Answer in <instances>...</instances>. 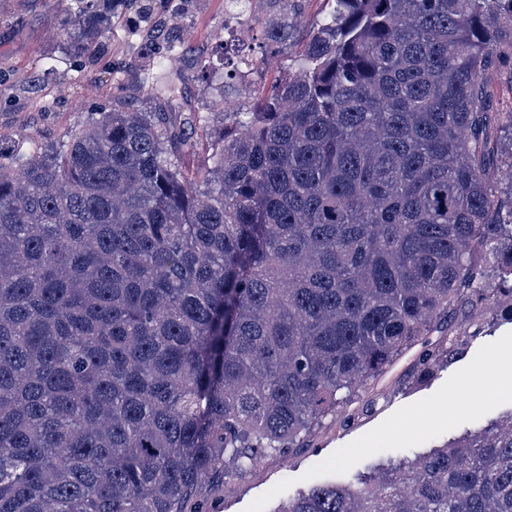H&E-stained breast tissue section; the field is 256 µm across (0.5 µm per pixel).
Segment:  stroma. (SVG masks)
<instances>
[{
    "mask_svg": "<svg viewBox=\"0 0 512 512\" xmlns=\"http://www.w3.org/2000/svg\"><path fill=\"white\" fill-rule=\"evenodd\" d=\"M72 0H0V135L40 145L57 142L81 125L90 109L111 102L123 85L133 108L152 107L142 84L147 56H177L184 131L193 149L183 154L187 167L200 165L205 145L192 120L208 110L198 59L210 63L213 81L224 83L232 104L245 88L269 86L274 72L260 63L263 23H254L249 56L257 64L246 78H228L237 57L232 37L216 38L224 27L228 0H171L148 19L128 13L112 37L83 68H74L56 34L72 12ZM458 343L433 374L418 378L415 361L429 346ZM512 344V315L490 305L474 319L449 318L437 332L422 337L368 381L350 401L327 418L289 454L270 453L262 465L233 481L206 479L199 488L208 512H280L287 499L321 483L360 487L399 462L512 413V384L495 375L492 353Z\"/></svg>",
    "mask_w": 512,
    "mask_h": 512,
    "instance_id": "35a3bbf8",
    "label": "stroma"
}]
</instances>
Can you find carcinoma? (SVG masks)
<instances>
[{
  "mask_svg": "<svg viewBox=\"0 0 512 512\" xmlns=\"http://www.w3.org/2000/svg\"><path fill=\"white\" fill-rule=\"evenodd\" d=\"M169 2L74 0L58 38ZM265 2L268 63L299 0ZM327 2L268 90L211 96L194 170L164 60L150 110L0 136V512H202L451 314L512 311V0ZM283 512H512V416ZM487 94L493 110L508 112L512 109V76L509 70L495 75L488 83Z\"/></svg>",
  "mask_w": 512,
  "mask_h": 512,
  "instance_id": "obj_1",
  "label": "carcinoma"
}]
</instances>
